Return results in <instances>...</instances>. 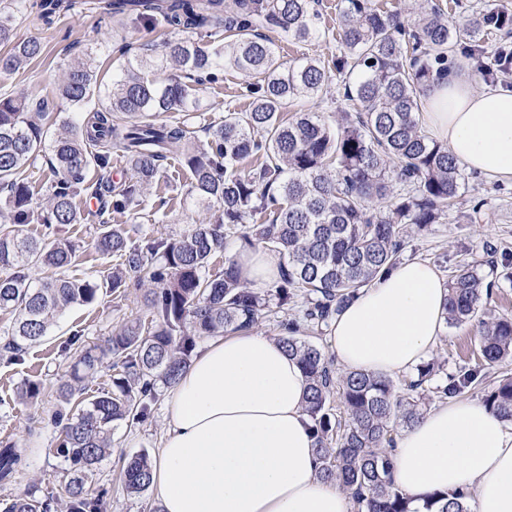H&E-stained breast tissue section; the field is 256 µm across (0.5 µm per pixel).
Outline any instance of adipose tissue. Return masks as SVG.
<instances>
[{"instance_id": "obj_1", "label": "adipose tissue", "mask_w": 512, "mask_h": 512, "mask_svg": "<svg viewBox=\"0 0 512 512\" xmlns=\"http://www.w3.org/2000/svg\"><path fill=\"white\" fill-rule=\"evenodd\" d=\"M425 123L460 166L512 180V90L474 89L449 72L428 91ZM448 289L435 268L398 264L330 325L347 370L390 376L430 353ZM306 379L274 339L241 333L210 340L167 403L152 485L163 512H349L341 487L318 476ZM392 478L415 502L467 491L475 512H512V427L478 401L440 403L405 429Z\"/></svg>"}]
</instances>
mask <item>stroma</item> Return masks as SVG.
Wrapping results in <instances>:
<instances>
[{"instance_id":"obj_1","label":"stroma","mask_w":512,"mask_h":512,"mask_svg":"<svg viewBox=\"0 0 512 512\" xmlns=\"http://www.w3.org/2000/svg\"><path fill=\"white\" fill-rule=\"evenodd\" d=\"M98 22L99 15L95 12L84 13L70 19L69 23L51 28H40L23 19L16 21V37L37 39L43 51L24 69L0 72V94L49 98L54 112L50 130L59 132L62 122L73 115L71 105L60 99L57 92L60 66L64 61L93 51L96 84L104 89L112 85V44L99 33ZM256 80L255 74L228 70L219 83L203 85L200 98L207 120H223L225 109L230 107L239 111L248 109L250 99L246 88ZM167 174V179L177 182L178 193H171L167 180L157 181L148 191L151 207L137 223H130L125 216L116 214L112 217L113 225L133 237H173L184 225L213 218V211L192 203L193 176L187 168L174 163L168 166ZM58 233L69 238L77 248L78 259L65 268L66 276L107 274L120 266L119 257L104 258L96 252L92 224L63 225ZM402 257L426 261L444 278L463 266L477 269L492 283V290L484 299L485 317L512 316V181L463 171L455 206L428 231L411 232ZM133 319L144 322L150 319L141 291L131 288L111 293L102 302L75 306L60 315L48 336L31 350L24 363L0 362V441H10L22 450L24 457L16 482L8 488H0V498L32 492L39 497L52 496L59 504L64 502V462L51 453L56 431L48 424L39 434H30L29 419L35 414L48 415L56 409L57 387L66 379L75 360L73 351L66 348L71 336H78L80 344L92 345ZM478 334L479 324L475 321L444 326L430 352L431 359L442 363L445 372H454L458 366L469 362ZM29 379L40 380L43 391L37 402L24 404L18 401L17 390ZM170 392V387L158 386L157 397L145 420L128 427L120 426L115 431L112 450L99 462L92 481L93 488L109 489L108 512H159L161 502L156 490L127 494L119 472L125 462L138 454L157 455L164 435Z\"/></svg>"}]
</instances>
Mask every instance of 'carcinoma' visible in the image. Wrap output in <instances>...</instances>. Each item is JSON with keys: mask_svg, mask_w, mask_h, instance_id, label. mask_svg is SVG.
Instances as JSON below:
<instances>
[{"mask_svg": "<svg viewBox=\"0 0 512 512\" xmlns=\"http://www.w3.org/2000/svg\"><path fill=\"white\" fill-rule=\"evenodd\" d=\"M112 19V37L125 22L160 20L169 30L159 50L125 57L104 97H95L93 57L64 67L59 94L77 112L89 116L69 121L47 137L46 99L26 101L0 94V313L12 316L4 352L16 364L27 347L40 342L58 314L75 305H91L104 294L143 289L152 310L150 327L128 321L103 343L80 351L59 394L68 412L49 418L34 415L30 430L46 421L58 428L54 452L65 468L66 512H104L107 492L91 482L101 459L111 451L114 430L148 414L155 385L176 383L189 362L196 339L224 332L243 333L271 304L282 307L306 299L304 320L316 330L335 316L360 290L369 287L399 260L406 225L420 232L439 223L453 205L461 173L448 145L423 129L425 96L433 82L448 73V57L462 47L473 52L488 31L512 34V14L490 8L478 14H451L433 0L406 33L402 14L373 0H339L335 57L302 56L286 60L262 34L272 28L292 42L326 36L318 25V0H98ZM8 0L0 7V43L12 48L0 55V71L23 69L42 51L36 39L17 40L16 14L50 27L81 7L79 0ZM206 29L208 41L186 36ZM179 74L160 78L168 68ZM255 73L247 86L251 105L244 112L227 109L218 124H204L207 137H194L191 121L205 119L198 97L205 81L218 82L224 69ZM342 86L346 101L357 106L339 129L318 112L284 111L295 102L323 93L331 79ZM176 112L179 118L164 116ZM126 156L132 178L118 186L88 184L87 171L112 166V150ZM193 175L196 204L217 208V219L188 224L176 238L131 239L112 226V215L134 219L148 206L145 187L165 172L171 154ZM263 156L246 171L243 163ZM48 158L51 171L46 203L33 201L23 170ZM411 187L396 194L392 181ZM97 197L96 252L118 255L124 269L99 278L51 274L32 280L34 267L54 271L76 259L75 245L60 237L32 238L28 224H79L76 199ZM270 212L261 224L256 216ZM260 246L278 260L279 277L269 290L242 280L234 252ZM224 254L223 269L212 272L210 260ZM484 285L463 268L448 281L445 321L474 320L482 308ZM479 354L434 387L441 401L462 397L471 387L489 384L483 403L512 423V376L487 382V369L512 360V317L481 320ZM278 343L299 359L307 378L305 411L315 433L319 477L339 482L355 512H468L467 494H437L416 507L391 477L386 448L394 444V427L419 421V390L435 367L416 368V378L398 390L389 377L333 368L323 349L299 335L298 322L282 324ZM115 370L112 387L97 394L85 381L103 367ZM151 461L139 455L123 469L130 494L151 487ZM22 454L0 444V485L15 482ZM53 497L31 493L5 500L0 512H52Z\"/></svg>", "mask_w": 512, "mask_h": 512, "instance_id": "carcinoma-1", "label": "carcinoma"}]
</instances>
